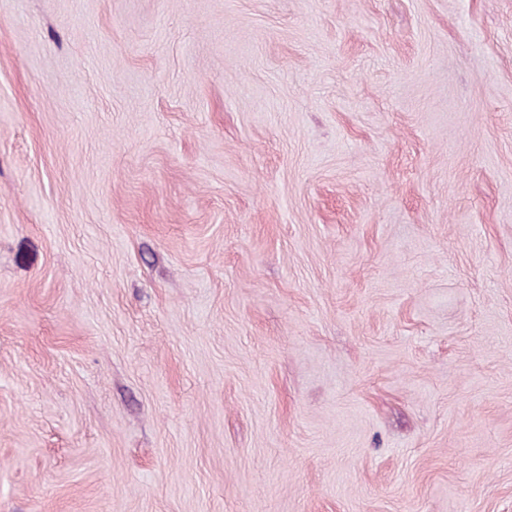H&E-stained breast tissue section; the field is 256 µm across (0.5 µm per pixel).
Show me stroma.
<instances>
[{"label":"stroma","instance_id":"obj_1","mask_svg":"<svg viewBox=\"0 0 512 512\" xmlns=\"http://www.w3.org/2000/svg\"><path fill=\"white\" fill-rule=\"evenodd\" d=\"M0 512H512V0H0Z\"/></svg>","mask_w":512,"mask_h":512}]
</instances>
